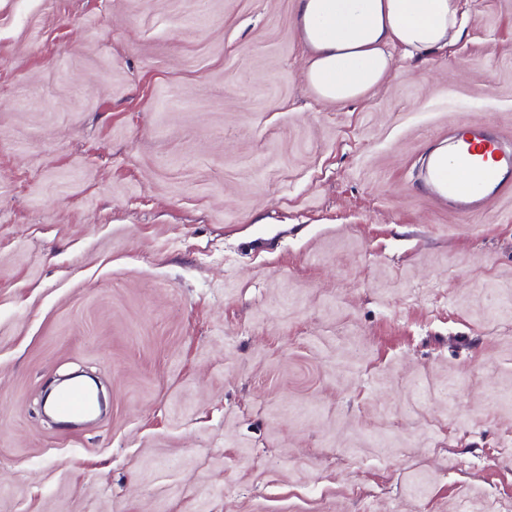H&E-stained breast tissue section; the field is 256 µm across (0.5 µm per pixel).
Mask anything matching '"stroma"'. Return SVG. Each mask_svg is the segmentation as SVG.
Instances as JSON below:
<instances>
[{
	"label": "stroma",
	"instance_id": "obj_1",
	"mask_svg": "<svg viewBox=\"0 0 512 512\" xmlns=\"http://www.w3.org/2000/svg\"><path fill=\"white\" fill-rule=\"evenodd\" d=\"M320 99L297 0H0V512L512 505V0ZM91 374L106 412L42 416ZM460 176L438 156L429 158L425 176L432 196L449 209L472 213L503 188L512 184V143L504 141L494 126L474 123L448 132Z\"/></svg>",
	"mask_w": 512,
	"mask_h": 512
}]
</instances>
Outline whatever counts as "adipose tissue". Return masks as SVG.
Returning <instances> with one entry per match:
<instances>
[{"label":"adipose tissue","mask_w":512,"mask_h":512,"mask_svg":"<svg viewBox=\"0 0 512 512\" xmlns=\"http://www.w3.org/2000/svg\"><path fill=\"white\" fill-rule=\"evenodd\" d=\"M311 52L306 79L315 94L346 102L377 87L392 66L390 47L409 56L461 37V0H297Z\"/></svg>","instance_id":"obj_1"}]
</instances>
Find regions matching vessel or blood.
Wrapping results in <instances>:
<instances>
[{
	"label": "vessel or blood",
	"mask_w": 512,
	"mask_h": 512,
	"mask_svg": "<svg viewBox=\"0 0 512 512\" xmlns=\"http://www.w3.org/2000/svg\"><path fill=\"white\" fill-rule=\"evenodd\" d=\"M447 143L457 157V166L435 155L429 158L425 171L429 190L441 204L460 213H472L512 185V143L504 141L494 126L475 123L452 129ZM52 405L61 422L69 425L94 410L92 396L80 385L59 390Z\"/></svg>",
	"instance_id": "obj_1"
}]
</instances>
